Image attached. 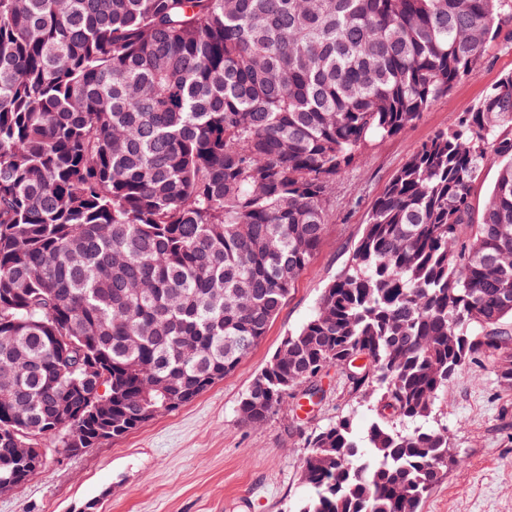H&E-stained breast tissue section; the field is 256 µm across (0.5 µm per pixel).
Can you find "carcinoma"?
I'll return each instance as SVG.
<instances>
[{
  "label": "carcinoma",
  "instance_id": "cac0c4a2",
  "mask_svg": "<svg viewBox=\"0 0 512 512\" xmlns=\"http://www.w3.org/2000/svg\"><path fill=\"white\" fill-rule=\"evenodd\" d=\"M509 19L512 0H0V478L41 471L24 434L60 460L72 428L93 448L232 372L314 259L336 176ZM509 323L512 75L394 173L240 400L260 425L334 367L376 405L307 436L296 512H421L459 465L438 393L481 355L512 386ZM497 174V162L495 159L490 158L485 166L483 179L477 185L474 192V204L476 208H482L484 201L486 200V198L491 193L494 187L495 181L497 179Z\"/></svg>",
  "mask_w": 512,
  "mask_h": 512
}]
</instances>
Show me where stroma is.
<instances>
[{"instance_id":"stroma-1","label":"stroma","mask_w":512,"mask_h":512,"mask_svg":"<svg viewBox=\"0 0 512 512\" xmlns=\"http://www.w3.org/2000/svg\"><path fill=\"white\" fill-rule=\"evenodd\" d=\"M511 73L512 38L504 34L472 74L406 133L363 149L332 187L327 231L310 266L261 342L223 380L122 438L49 462L31 481L0 496V512H79L90 500L97 501L96 512H240L243 498L251 512H295L304 494L306 434L344 415L362 431L373 411L332 371L321 381V404L296 396L262 426L242 422L239 402L345 266L391 176L414 149L453 127L461 112ZM434 422L447 427L462 464L427 496L422 512H512V391L501 385L493 359L477 358L449 381L436 401Z\"/></svg>"}]
</instances>
